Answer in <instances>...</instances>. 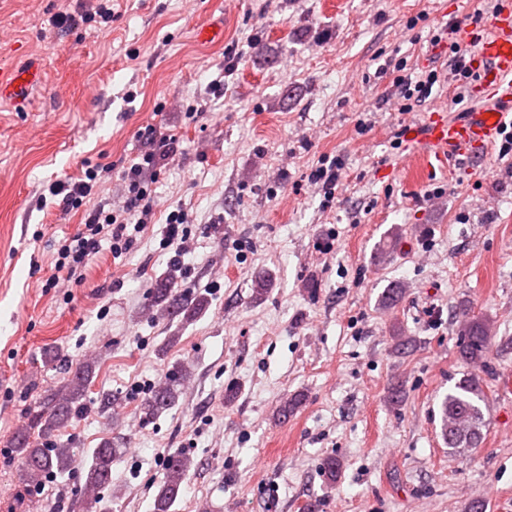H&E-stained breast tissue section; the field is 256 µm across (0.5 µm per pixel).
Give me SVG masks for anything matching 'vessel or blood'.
Segmentation results:
<instances>
[{
    "mask_svg": "<svg viewBox=\"0 0 512 512\" xmlns=\"http://www.w3.org/2000/svg\"><path fill=\"white\" fill-rule=\"evenodd\" d=\"M487 25L490 32L485 36L467 26L457 31L458 41L472 51L476 93L485 106L455 120L432 114L412 137L414 157L446 166L475 157L495 142L505 115L512 112V9L494 13ZM42 81V69L35 62L20 69L2 68L0 101L24 106Z\"/></svg>",
    "mask_w": 512,
    "mask_h": 512,
    "instance_id": "obj_1",
    "label": "vessel or blood"
}]
</instances>
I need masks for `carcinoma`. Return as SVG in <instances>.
<instances>
[{
  "instance_id": "cac0c4a2",
  "label": "carcinoma",
  "mask_w": 512,
  "mask_h": 512,
  "mask_svg": "<svg viewBox=\"0 0 512 512\" xmlns=\"http://www.w3.org/2000/svg\"><path fill=\"white\" fill-rule=\"evenodd\" d=\"M150 306L172 318L180 316L190 321L207 308L208 300L201 294L189 297L177 292L174 275L171 274L152 292ZM461 315L464 317L458 346L461 362H485L495 350L504 352L512 349V338L496 341L489 322L469 317L465 309ZM90 374L89 366H80L61 386L29 408L28 423L18 431L14 442L25 482L38 484L54 474H64L74 468L76 457L72 448L65 444L47 447L45 442L81 415V399ZM188 377L190 371L186 364H176L173 372L143 399L140 407L143 418L150 420L173 407L177 387ZM487 402L483 379L477 375L467 373L448 389L440 405L441 434L451 454L471 453L480 447L484 427L482 406ZM116 455L117 449L110 444L93 451L84 472L85 487L90 490V495L82 503L84 512L98 509V493L112 484V462ZM192 466V460L183 454L175 453L168 458L155 499L156 512H169Z\"/></svg>"
}]
</instances>
